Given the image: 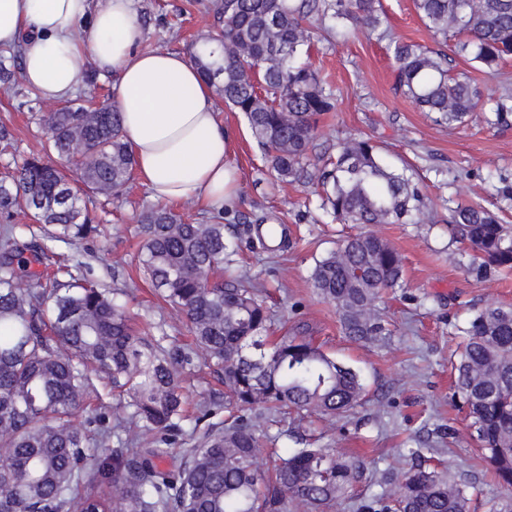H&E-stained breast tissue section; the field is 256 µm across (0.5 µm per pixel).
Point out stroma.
<instances>
[{
  "label": "stroma",
  "instance_id": "stroma-1",
  "mask_svg": "<svg viewBox=\"0 0 512 512\" xmlns=\"http://www.w3.org/2000/svg\"><path fill=\"white\" fill-rule=\"evenodd\" d=\"M382 5L395 36L434 46L412 0H382ZM137 11L146 50L183 54L198 35L213 28L211 0H137ZM314 43L311 61L330 85L336 109L324 117L312 156L335 154L343 139H371L387 164L421 179L431 201L419 223L371 227L399 251L405 267L402 287L378 302L388 333L371 344L343 336L334 305L314 294L309 276L315 260L356 234L357 226L333 221L321 209L314 187L276 180L244 116L219 100L215 107L232 137L238 184L225 223L277 217L299 239L295 250L271 254L253 249L243 238L235 259L266 283L274 336L310 337L363 373L365 400L336 422L323 424L326 442L358 454L368 469L382 471L402 467L408 449L428 431L450 426L455 439L440 462L456 478L474 482L482 499L501 497L503 488L492 482L477 457L468 417L451 402L450 356L463 319L490 304L512 305V274L480 280L468 272L467 255L448 235V209L459 203L493 206L498 177L512 179V128L489 129L477 114L461 125L437 124L432 113L394 94V62L386 42L362 35L342 40L321 31ZM58 108L41 98L35 106L25 105L16 85L0 83V126L13 135L10 145L0 144V177L42 154L45 132L38 118ZM85 203L97 234L71 245L49 243L33 271L69 265L73 274L102 288L127 290L138 327L155 336L184 334L181 317L152 293L138 266V218L155 205L148 188L134 178L121 194L90 196Z\"/></svg>",
  "mask_w": 512,
  "mask_h": 512
}]
</instances>
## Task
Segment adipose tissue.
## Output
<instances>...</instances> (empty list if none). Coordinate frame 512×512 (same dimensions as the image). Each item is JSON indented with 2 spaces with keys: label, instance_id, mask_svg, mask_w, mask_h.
<instances>
[{
  "label": "adipose tissue",
  "instance_id": "ef3b65f1",
  "mask_svg": "<svg viewBox=\"0 0 512 512\" xmlns=\"http://www.w3.org/2000/svg\"><path fill=\"white\" fill-rule=\"evenodd\" d=\"M142 41L136 0H107L100 9L92 0H0V47L23 44L30 88L46 100H68L87 60H95L118 79L123 137L154 199L222 211L236 191V172L213 87L185 56L142 50Z\"/></svg>",
  "mask_w": 512,
  "mask_h": 512
}]
</instances>
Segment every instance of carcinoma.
<instances>
[{
  "instance_id": "1",
  "label": "carcinoma",
  "mask_w": 512,
  "mask_h": 512,
  "mask_svg": "<svg viewBox=\"0 0 512 512\" xmlns=\"http://www.w3.org/2000/svg\"><path fill=\"white\" fill-rule=\"evenodd\" d=\"M425 27L442 39L432 49L391 35L381 0H213L215 34L189 46L191 61L231 110L246 119L271 170L283 181L322 188V204L339 224H408L425 214L427 197L406 171L390 169L369 139L337 144L332 166L309 163L319 117L333 95L307 61L315 26L336 37L388 41L393 87L421 112L448 126L488 112L492 128L512 127V93L486 107L448 54L484 73L512 56V0H413ZM46 154L69 158L85 148L79 180L32 156L0 179V512H335L365 476L361 458L338 452L297 425L283 432L294 447H273L269 424L295 411L333 421L360 405V372L305 336L273 339L264 284L245 274L224 280L231 245L224 217L188 222L166 208L139 216L138 262L145 279L185 320L189 344L150 336L132 324L126 305L93 282L68 276L29 284L31 258L45 247L13 224L14 209L55 229L67 243L94 234L82 194L110 195L131 179L135 159L123 139L121 113L104 104L64 107L41 118ZM244 233L266 251L296 246L284 224L266 218ZM452 241L468 245V272L480 279L512 271V228L480 205L448 211ZM403 260L385 238L361 232L315 261V294L332 303L342 333L373 343L386 335L376 313L381 295L402 287ZM458 331L454 406L475 429L481 459L504 499L479 503V490L433 464L441 452L425 439L410 465L371 475L379 490L354 497L355 512H512V307L478 310ZM224 380V402L203 396L186 430L183 375L198 357ZM119 399L78 422L97 384ZM227 412L224 422L211 419ZM207 423L178 463L160 467L169 449ZM117 442L119 447L111 446ZM272 446L269 464L260 450Z\"/></svg>"
}]
</instances>
